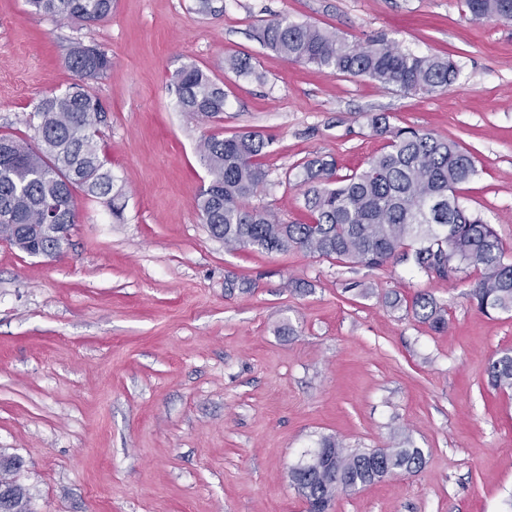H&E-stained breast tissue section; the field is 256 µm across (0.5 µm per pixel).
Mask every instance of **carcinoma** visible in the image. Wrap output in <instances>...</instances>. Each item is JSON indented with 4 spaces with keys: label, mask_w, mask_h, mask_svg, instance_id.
<instances>
[{
    "label": "carcinoma",
    "mask_w": 512,
    "mask_h": 512,
    "mask_svg": "<svg viewBox=\"0 0 512 512\" xmlns=\"http://www.w3.org/2000/svg\"><path fill=\"white\" fill-rule=\"evenodd\" d=\"M36 14L88 24L112 15L114 0H27ZM475 20H512V0H466ZM260 39L290 62L312 64L341 74L366 76L406 92L431 94L448 89L461 73L457 62L419 55L385 38L364 44L335 31L283 19L266 22ZM77 80L61 94L44 99L36 146L0 136V239L27 252L56 243L52 224H71L75 192L107 199L112 213V176L104 169L96 136L103 105L90 82L110 69L101 51L78 44L67 58ZM178 104L193 117L224 112V87L194 64L176 74ZM374 130L388 139L361 172L335 177V163L316 158L303 166L309 224H286L265 208L246 201L266 182L260 157L270 141L254 131L230 137L210 135L198 153L211 180L197 198L209 232L230 249L265 253L299 249L336 256L371 268L396 263L412 248L415 269L428 277L450 279L466 268L480 278L470 297L484 313L512 311V259L492 225L460 201L457 189L477 172L474 158L453 141L414 127L392 126L372 118ZM413 315L436 332L448 327L447 312L427 294L412 304ZM490 383L512 390V350L491 360ZM291 470L292 482L308 506L331 504L341 493L365 487L398 471L414 472L424 462L420 448L370 450L346 448L331 437L305 453ZM20 467L15 459L0 464V512H29L24 489L3 477Z\"/></svg>",
    "instance_id": "cac0c4a2"
}]
</instances>
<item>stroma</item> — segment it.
<instances>
[{"label": "stroma", "mask_w": 512, "mask_h": 512, "mask_svg": "<svg viewBox=\"0 0 512 512\" xmlns=\"http://www.w3.org/2000/svg\"><path fill=\"white\" fill-rule=\"evenodd\" d=\"M115 0L78 25L0 0V135L34 140L37 108L74 81L73 43L112 60L91 82L105 200L76 194L55 256L0 239V452L31 512H306L291 469L332 437L423 449L416 472L339 495L330 512H505L512 391L487 367L512 349V312H480L470 268L442 280L300 250L225 248L196 205L203 136L255 131L265 190L250 200L306 222L303 163L364 169L385 145L371 118L430 130L477 160L470 210L512 255V21L471 20L463 0ZM273 18L449 56L461 74L422 94L288 62L257 37ZM249 61L253 72L224 67ZM195 64L224 86L223 114L181 112L173 78ZM448 311L438 333L416 295Z\"/></svg>", "instance_id": "1"}]
</instances>
